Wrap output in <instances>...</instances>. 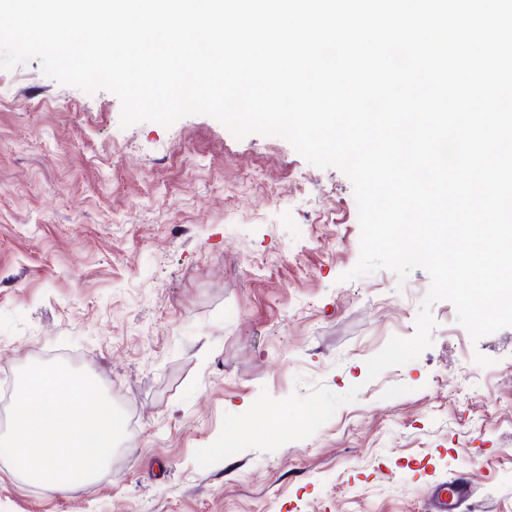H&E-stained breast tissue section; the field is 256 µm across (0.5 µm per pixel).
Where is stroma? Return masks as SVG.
<instances>
[{"label":"stroma","mask_w":512,"mask_h":512,"mask_svg":"<svg viewBox=\"0 0 512 512\" xmlns=\"http://www.w3.org/2000/svg\"><path fill=\"white\" fill-rule=\"evenodd\" d=\"M0 69V379L65 361L126 414L115 468L61 494L0 458V512H424L469 472L467 512H512V327L472 340L447 301L412 337L424 270L343 280L349 178L284 139Z\"/></svg>","instance_id":"stroma-1"}]
</instances>
